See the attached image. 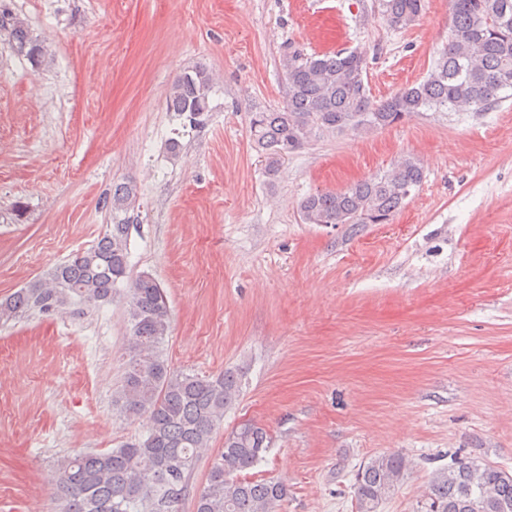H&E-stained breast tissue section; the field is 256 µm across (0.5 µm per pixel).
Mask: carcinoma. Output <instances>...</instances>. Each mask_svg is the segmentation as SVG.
Returning a JSON list of instances; mask_svg holds the SVG:
<instances>
[{"label":"carcinoma","instance_id":"obj_1","mask_svg":"<svg viewBox=\"0 0 512 512\" xmlns=\"http://www.w3.org/2000/svg\"><path fill=\"white\" fill-rule=\"evenodd\" d=\"M448 45L425 78L379 103L364 81L365 59L355 50L282 56L287 84L283 107L254 112L250 133L274 177L285 157L319 132L362 134L392 126L422 110L483 112L512 98V0H450ZM393 29L414 24L424 0H382ZM0 30L9 31L15 54L42 63L40 46L26 22L0 10ZM214 79L202 66L185 69L168 90V110L196 128L211 107ZM424 170L406 156L384 172L339 191H317L300 210L306 224H388L419 190ZM137 198L131 182L112 188V223L89 249L75 253L0 301V323L31 315L64 313L75 305L112 302L128 283V360L116 403L127 418L145 419L144 434L107 452L62 456L52 477L61 512H175L188 491L198 453L209 446L239 395L240 378L226 370L213 377L173 370L164 354L170 310L162 286L148 272L130 278V211ZM269 449L266 431L243 423L224 437L196 512H279L288 495L281 480L240 478ZM181 462L176 472L172 464ZM409 461L400 454L370 458L355 475L358 512H378L404 480ZM421 512H512V473L485 460L458 457L432 472Z\"/></svg>","mask_w":512,"mask_h":512}]
</instances>
